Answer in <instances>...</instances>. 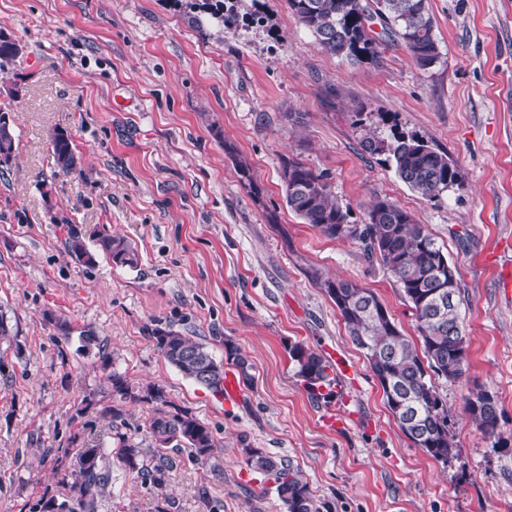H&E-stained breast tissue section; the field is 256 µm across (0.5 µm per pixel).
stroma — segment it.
<instances>
[{
    "label": "stroma",
    "instance_id": "stroma-1",
    "mask_svg": "<svg viewBox=\"0 0 512 512\" xmlns=\"http://www.w3.org/2000/svg\"><path fill=\"white\" fill-rule=\"evenodd\" d=\"M429 4L441 57L422 70L396 45L357 62L321 50L286 0H241L261 23L220 30L192 24L177 0H0V31L22 47L0 71L16 144L0 167V512L68 495L73 435L108 449L121 433L150 444L154 403L124 401L118 430L99 417L112 371L161 386L215 437L206 468L172 449L173 512H285L245 465L246 445L290 460L329 512H512V287L500 275L512 262V0ZM56 127L79 172L59 174ZM395 129L447 152L459 184L423 198L363 150L366 134ZM287 157L327 175L352 222L390 201L456 263L470 347L467 380L436 381L456 433L448 462L402 433L324 283L373 291L414 341L412 309L358 241L324 237L288 209ZM74 230L127 239L137 267L75 263ZM158 326L229 371L226 349L239 350L251 365L239 403L225 408L170 365ZM86 330L99 351L81 350ZM297 343L337 357L331 396L304 387ZM479 388L497 396L501 445L464 411ZM86 399L92 410L77 416ZM156 510L147 485L113 466L97 512Z\"/></svg>",
    "mask_w": 512,
    "mask_h": 512
}]
</instances>
